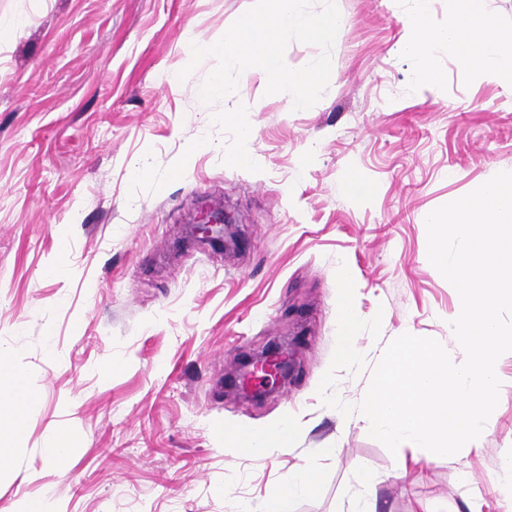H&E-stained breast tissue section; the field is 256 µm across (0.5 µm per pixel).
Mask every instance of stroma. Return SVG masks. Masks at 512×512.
I'll use <instances>...</instances> for the list:
<instances>
[{
    "mask_svg": "<svg viewBox=\"0 0 512 512\" xmlns=\"http://www.w3.org/2000/svg\"><path fill=\"white\" fill-rule=\"evenodd\" d=\"M336 3L346 25L314 106L240 80L229 102L256 138L252 162L236 165L237 130L217 120L229 102L199 99L210 64L178 73L191 42L219 36L252 0H0L15 25L0 40V351L41 396L0 471V512L24 496L56 512H239L303 464L322 482L291 512H347L366 467L376 512H459L471 496L504 512L493 489L512 448V358L473 448L428 462L407 444L390 453L318 394L341 261L360 317L386 315L358 342L364 369L337 372L343 402L362 399L403 333L463 362L445 328L459 294L428 260L425 218L512 171V94L461 78L444 50L446 83L417 82L395 53L407 0ZM201 139L210 149L188 154ZM136 161L147 177H133ZM351 168L371 196L345 193ZM213 197L241 246L180 245ZM62 253L69 270L50 274ZM275 341L296 351L288 383L258 401L229 388L239 359ZM284 416L296 434L261 456L224 435ZM60 432L76 444L58 467L43 450Z\"/></svg>",
    "mask_w": 512,
    "mask_h": 512,
    "instance_id": "35a3bbf8",
    "label": "stroma"
}]
</instances>
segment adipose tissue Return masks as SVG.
<instances>
[{"instance_id": "ef3b65f1", "label": "adipose tissue", "mask_w": 512, "mask_h": 512, "mask_svg": "<svg viewBox=\"0 0 512 512\" xmlns=\"http://www.w3.org/2000/svg\"><path fill=\"white\" fill-rule=\"evenodd\" d=\"M405 17L406 34L398 45L401 55L416 63L418 81L437 86L443 81L438 65L439 50H448L458 61L464 76L489 81L512 91V48L505 46L497 17L486 0H448V18L443 25L430 21V0H410ZM40 399L27 385L26 372L0 353V467L7 464L10 441L23 432V416ZM297 425L292 418L260 431L239 430L232 437L242 452L263 454L289 442ZM318 472L304 465L269 487L258 512H288L290 503L317 486Z\"/></svg>"}]
</instances>
